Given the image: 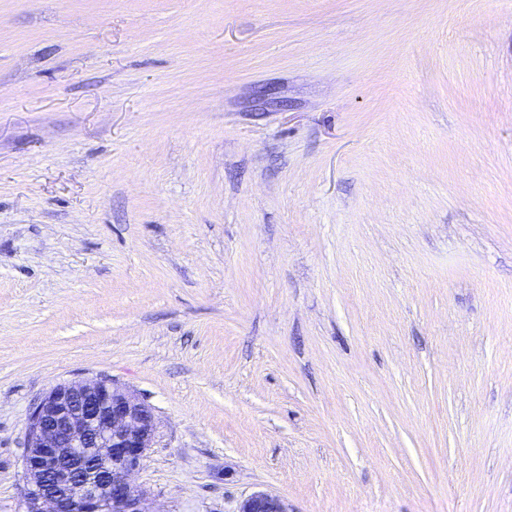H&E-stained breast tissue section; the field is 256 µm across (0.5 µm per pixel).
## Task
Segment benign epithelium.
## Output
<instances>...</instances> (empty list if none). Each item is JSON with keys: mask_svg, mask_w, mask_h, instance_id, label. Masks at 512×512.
<instances>
[{"mask_svg": "<svg viewBox=\"0 0 512 512\" xmlns=\"http://www.w3.org/2000/svg\"><path fill=\"white\" fill-rule=\"evenodd\" d=\"M158 436L154 408L107 380L47 391L27 421L24 512H154L132 481ZM236 512H288L265 491Z\"/></svg>", "mask_w": 512, "mask_h": 512, "instance_id": "benign-epithelium-1", "label": "benign epithelium"}]
</instances>
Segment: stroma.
<instances>
[{"label": "stroma", "mask_w": 512, "mask_h": 512, "mask_svg": "<svg viewBox=\"0 0 512 512\" xmlns=\"http://www.w3.org/2000/svg\"><path fill=\"white\" fill-rule=\"evenodd\" d=\"M99 377L154 512H512V0H0V512ZM235 512H288V508L278 496L257 491L243 498Z\"/></svg>", "instance_id": "obj_1"}]
</instances>
